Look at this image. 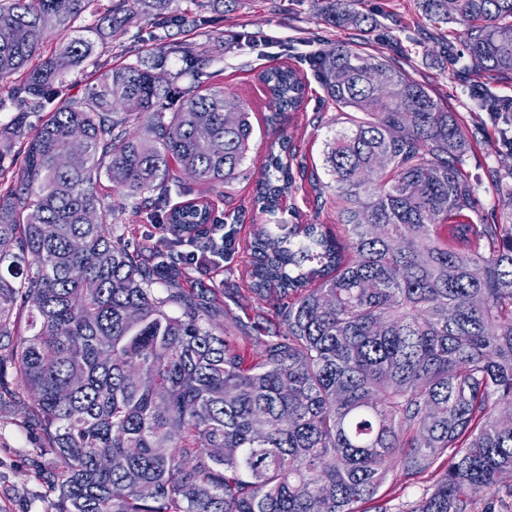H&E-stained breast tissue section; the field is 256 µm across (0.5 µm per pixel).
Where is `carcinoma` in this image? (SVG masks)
I'll return each mask as SVG.
<instances>
[{
    "label": "carcinoma",
    "mask_w": 512,
    "mask_h": 512,
    "mask_svg": "<svg viewBox=\"0 0 512 512\" xmlns=\"http://www.w3.org/2000/svg\"><path fill=\"white\" fill-rule=\"evenodd\" d=\"M0 0V404L23 406L51 455L55 512H392L379 492L394 469L433 485L398 512H495L512 497V187L494 224H477L455 113L395 59L336 43L314 75L348 127L324 165L349 244L326 224L257 226L249 289L281 316L246 361L215 325L217 298L184 287L181 246L209 249V207L171 165L220 189L248 158L251 113L224 111L211 58L154 36L155 47L62 97L70 69L97 67L94 46L139 19L197 30L172 0ZM329 25L373 30L354 0H324ZM464 27L479 72L512 73V0H420ZM85 35L47 55L29 34ZM175 55L180 69L154 72ZM187 76L170 107L172 86ZM270 121L301 106L291 66L260 76ZM476 112L512 111L486 90ZM32 114L43 119L28 125ZM288 137L271 143L253 207L279 210L296 186ZM108 186H103V182ZM119 190L161 225L147 266L112 224ZM170 271L158 289L159 271ZM452 454L442 472L437 461Z\"/></svg>",
    "instance_id": "carcinoma-1"
}]
</instances>
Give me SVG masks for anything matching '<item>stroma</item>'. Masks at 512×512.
Listing matches in <instances>:
<instances>
[{
    "instance_id": "35a3bbf8",
    "label": "stroma",
    "mask_w": 512,
    "mask_h": 512,
    "mask_svg": "<svg viewBox=\"0 0 512 512\" xmlns=\"http://www.w3.org/2000/svg\"><path fill=\"white\" fill-rule=\"evenodd\" d=\"M358 8L377 21L373 32L326 25L320 17L318 0H224L223 10L207 13L206 24L186 38L194 49L211 56L213 85L223 87L228 98L245 104L251 112L250 153L223 193L188 177L183 180L191 197L208 199L218 219L237 229L233 256L216 265L194 264L188 270L196 293L220 298L224 314L217 322L235 335L257 341L278 324L267 301L246 286L254 225L328 224L336 233L344 231L338 222L336 184L332 181L319 196L310 185H303L289 195L286 207L273 217L252 207L266 150L278 135L265 121L270 113L269 98L258 78L267 67L289 64L303 74L307 83L305 103L291 113L283 133L295 146L298 159L319 171L328 132L342 129L344 123L325 100L307 65L308 57L338 41L367 47L372 53L397 56L400 65L427 84L442 106L455 112L463 128L472 132L465 170L476 186L478 215L488 216L501 207L503 192L495 175L512 168V149L502 142L503 136L512 137V112L495 116L471 111L468 91L484 84L493 94L511 99L512 79L487 84L469 57H461L455 64L448 62L441 50L448 29L429 22L418 0H360ZM153 43L147 21L130 24L96 46L98 69L104 71L134 60L139 51ZM41 445L38 430L26 421L19 406L0 408V512H48L51 498L38 477L48 463Z\"/></svg>"
}]
</instances>
